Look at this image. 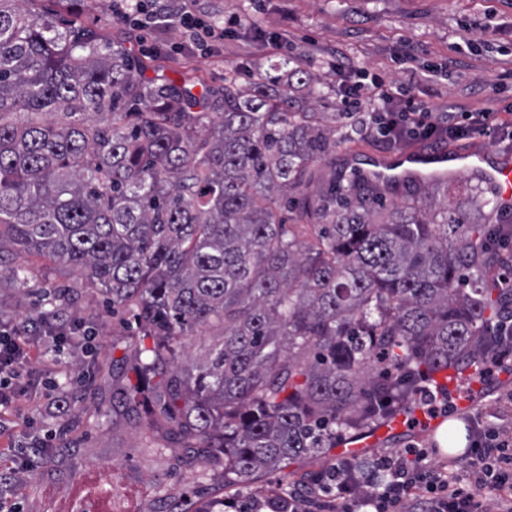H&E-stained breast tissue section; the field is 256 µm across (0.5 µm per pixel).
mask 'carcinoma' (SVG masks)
<instances>
[{"mask_svg": "<svg viewBox=\"0 0 512 512\" xmlns=\"http://www.w3.org/2000/svg\"><path fill=\"white\" fill-rule=\"evenodd\" d=\"M0 0V281L28 289L26 254L79 272L133 312L150 347L120 393L165 451L194 448L247 490L322 457L336 434L410 412L451 369L472 377L503 336L512 270L486 224L448 215L427 187L482 194L476 175L407 182L392 207L364 176L314 164L336 147L321 113L264 78H148L120 40ZM276 66L324 97L292 56ZM24 118L16 119L18 113ZM471 287H459L462 272ZM37 330L69 289L41 282ZM215 328L203 361L187 336Z\"/></svg>", "mask_w": 512, "mask_h": 512, "instance_id": "obj_1", "label": "carcinoma"}]
</instances>
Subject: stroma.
Wrapping results in <instances>:
<instances>
[{"instance_id":"1","label":"stroma","mask_w":512,"mask_h":512,"mask_svg":"<svg viewBox=\"0 0 512 512\" xmlns=\"http://www.w3.org/2000/svg\"><path fill=\"white\" fill-rule=\"evenodd\" d=\"M32 14L59 22L75 21L106 37L124 41L138 56L147 76L179 78L193 74L211 86L224 83L236 69L240 85L257 74L272 73L282 54L296 57L303 68L320 78L330 91L319 109L324 129L336 147L322 167L365 168L396 161L398 147L381 145L372 130L367 108L347 112L334 86L336 78L322 61L340 51L353 65L379 73L394 85H407L416 100L437 104L459 101L474 107L512 105V0H169L170 22L135 27L117 13L116 0H28ZM222 28L232 15L246 17V26L225 35L210 52L189 44L183 14ZM287 32L288 45L279 48L273 34ZM415 47L424 66L448 68L434 82L410 83L401 56L404 44ZM362 133L346 141L351 126ZM38 277L60 287H74L64 318L81 322L95 337L91 351L40 343L31 364L33 383L11 408L0 411V473L17 471L21 491L6 504L15 512H65L75 487L91 481L104 484L119 512H243L252 502L291 489H304L311 474L325 469L327 460L302 458L285 469L260 475L249 496L225 484L222 474L200 477L201 463L187 448L157 453L133 413L118 406L116 392L131 378L135 352L143 341L132 314L114 311L112 297L98 288L80 287L72 268H43L30 261ZM39 309L33 291L0 283V321L25 330L26 320ZM489 394L475 421L501 433L512 431V387L502 381L488 386ZM62 398L67 410L58 417L45 411L47 399ZM48 448L31 468L21 469L31 437ZM466 441L442 447L422 425L409 427L394 441L368 449L366 459L406 457L410 449H425L427 466L450 465L455 480L470 487L472 464L463 454Z\"/></svg>"}]
</instances>
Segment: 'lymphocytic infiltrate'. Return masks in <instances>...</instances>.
<instances>
[{
	"label": "lymphocytic infiltrate",
	"instance_id": "1",
	"mask_svg": "<svg viewBox=\"0 0 512 512\" xmlns=\"http://www.w3.org/2000/svg\"><path fill=\"white\" fill-rule=\"evenodd\" d=\"M335 73L346 107L370 106L379 141L390 145L415 142L459 140L490 133L499 140L512 141V116H501L490 108H471L451 102L417 105L404 88H392L382 78L370 83L352 81L340 55H330L326 62ZM34 340L23 338L13 327L0 326V409L11 406L14 383L22 367L27 366ZM474 466V492L458 488L450 476L425 466L423 455L397 463L389 458L373 460L372 467L387 472L386 485L359 489L348 477V463L342 462L323 475L320 482L335 483L342 493H360L365 505L374 512H405L414 504L415 512H479L476 492L496 499L500 512H512V439L499 437L490 430L476 432L469 445Z\"/></svg>",
	"mask_w": 512,
	"mask_h": 512
}]
</instances>
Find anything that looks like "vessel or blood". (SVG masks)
<instances>
[{"instance_id": "vessel-or-blood-1", "label": "vessel or blood", "mask_w": 512, "mask_h": 512, "mask_svg": "<svg viewBox=\"0 0 512 512\" xmlns=\"http://www.w3.org/2000/svg\"><path fill=\"white\" fill-rule=\"evenodd\" d=\"M397 179H416L425 174L438 176H454L461 171H476L482 180L494 189L497 203L501 206L512 204V156L498 154L488 156L472 150L465 153L439 152L431 154L419 149H409L401 153ZM406 420L399 414L375 429L341 444L338 455L344 457L359 456L364 449L376 446L388 437L399 433Z\"/></svg>"}]
</instances>
